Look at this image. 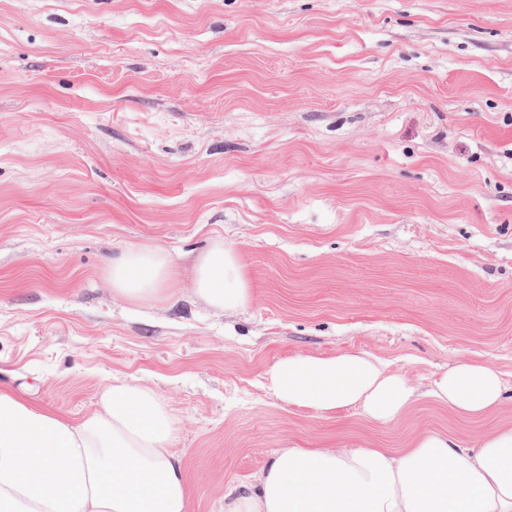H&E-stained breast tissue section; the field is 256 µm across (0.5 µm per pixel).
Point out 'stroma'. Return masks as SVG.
Here are the masks:
<instances>
[{"label": "stroma", "mask_w": 512, "mask_h": 512, "mask_svg": "<svg viewBox=\"0 0 512 512\" xmlns=\"http://www.w3.org/2000/svg\"><path fill=\"white\" fill-rule=\"evenodd\" d=\"M216 239L243 310L189 286ZM140 244L178 268L151 307L106 275ZM354 350L417 387L399 420L269 387ZM465 360L481 419L427 395ZM116 376L180 418L190 512L282 448L511 427L512 0H0V388L80 417ZM500 374L478 361H463L433 380L427 395L462 417H483L495 411L504 397Z\"/></svg>", "instance_id": "35a3bbf8"}]
</instances>
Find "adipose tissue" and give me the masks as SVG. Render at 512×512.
<instances>
[{
    "instance_id": "1",
    "label": "adipose tissue",
    "mask_w": 512,
    "mask_h": 512,
    "mask_svg": "<svg viewBox=\"0 0 512 512\" xmlns=\"http://www.w3.org/2000/svg\"><path fill=\"white\" fill-rule=\"evenodd\" d=\"M113 293L148 306L164 300L175 261L160 247L132 245L113 258ZM191 287L218 310L252 300L238 253L217 241L194 262ZM288 405L317 413L350 406L377 423L402 416L416 399L403 374L357 351L296 355L268 372ZM500 374L463 361L434 379L429 397L469 418L495 411ZM177 416L152 389L116 378L90 413L74 420L0 389V512H189L183 461L173 443ZM224 512H512V427L466 448L426 432L403 451L366 445L285 448L254 490H224Z\"/></svg>"
}]
</instances>
